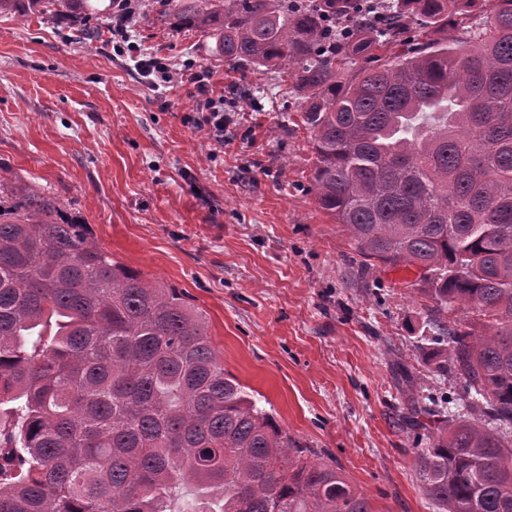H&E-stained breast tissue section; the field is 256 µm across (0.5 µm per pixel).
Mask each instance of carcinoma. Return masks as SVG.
<instances>
[{
  "instance_id": "obj_1",
  "label": "carcinoma",
  "mask_w": 512,
  "mask_h": 512,
  "mask_svg": "<svg viewBox=\"0 0 512 512\" xmlns=\"http://www.w3.org/2000/svg\"><path fill=\"white\" fill-rule=\"evenodd\" d=\"M175 18L230 66L289 77L317 204L363 266H414L484 327L432 322L462 392L449 415L411 385L408 419L438 424L415 456L436 512H512V0H189ZM314 455L224 371L177 288L50 197L0 190V512H376Z\"/></svg>"
}]
</instances>
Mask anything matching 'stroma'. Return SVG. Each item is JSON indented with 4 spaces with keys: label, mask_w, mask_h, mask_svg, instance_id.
I'll list each match as a JSON object with an SVG mask.
<instances>
[{
    "label": "stroma",
    "mask_w": 512,
    "mask_h": 512,
    "mask_svg": "<svg viewBox=\"0 0 512 512\" xmlns=\"http://www.w3.org/2000/svg\"><path fill=\"white\" fill-rule=\"evenodd\" d=\"M0 13V179L88 224L102 249L184 292L224 365L288 434L330 456L376 512H435L414 462L400 365L420 403L462 386L436 373L434 305L416 268L361 266L318 206L312 143L290 81L237 71L215 38L176 26L178 0H140L142 52L207 69L153 88L115 49L112 0ZM220 100L223 145L197 117Z\"/></svg>",
    "instance_id": "stroma-1"
}]
</instances>
